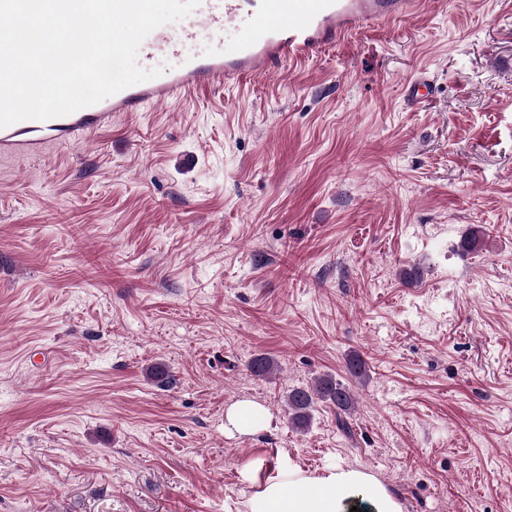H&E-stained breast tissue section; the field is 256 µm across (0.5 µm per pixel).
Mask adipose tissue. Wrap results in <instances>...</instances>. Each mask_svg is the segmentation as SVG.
<instances>
[{
	"instance_id": "adipose-tissue-1",
	"label": "adipose tissue",
	"mask_w": 512,
	"mask_h": 512,
	"mask_svg": "<svg viewBox=\"0 0 512 512\" xmlns=\"http://www.w3.org/2000/svg\"><path fill=\"white\" fill-rule=\"evenodd\" d=\"M362 502L367 512H403L397 495L375 474L341 466L322 476L280 469L250 497L247 512H350Z\"/></svg>"
}]
</instances>
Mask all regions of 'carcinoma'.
<instances>
[{
    "mask_svg": "<svg viewBox=\"0 0 512 512\" xmlns=\"http://www.w3.org/2000/svg\"><path fill=\"white\" fill-rule=\"evenodd\" d=\"M326 401L336 406L337 423L346 434L351 428L346 415L354 408V398L349 387L330 375L316 379L312 387H297L288 391L286 404L291 423L300 430H306L311 421V411L316 400Z\"/></svg>",
    "mask_w": 512,
    "mask_h": 512,
    "instance_id": "cac0c4a2",
    "label": "carcinoma"
}]
</instances>
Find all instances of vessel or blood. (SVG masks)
Returning a JSON list of instances; mask_svg holds the SVG:
<instances>
[{
    "label": "vessel or blood",
    "instance_id": "obj_1",
    "mask_svg": "<svg viewBox=\"0 0 512 512\" xmlns=\"http://www.w3.org/2000/svg\"><path fill=\"white\" fill-rule=\"evenodd\" d=\"M418 4L419 0H200L189 14L190 29L176 33L163 25L143 41L145 60L160 54L178 60L164 84L133 85L66 116L0 128V164L47 156L57 145L91 137L120 113L272 72L284 61L308 58L360 24L410 17ZM230 27L248 32L232 52L186 54L185 44L197 29L219 41Z\"/></svg>",
    "mask_w": 512,
    "mask_h": 512
}]
</instances>
